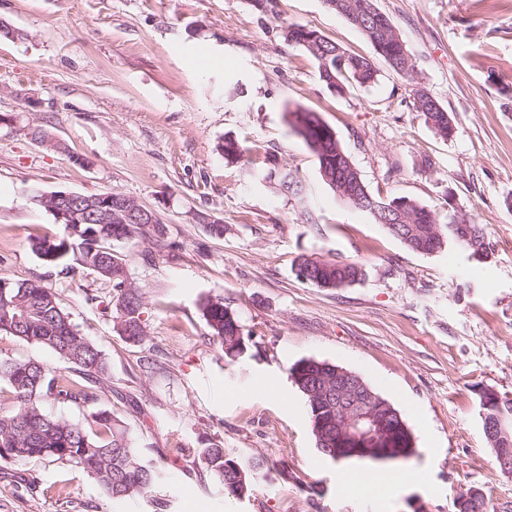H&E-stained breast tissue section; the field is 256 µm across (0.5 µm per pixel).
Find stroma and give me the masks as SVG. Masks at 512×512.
Masks as SVG:
<instances>
[{"instance_id":"stroma-1","label":"stroma","mask_w":512,"mask_h":512,"mask_svg":"<svg viewBox=\"0 0 512 512\" xmlns=\"http://www.w3.org/2000/svg\"><path fill=\"white\" fill-rule=\"evenodd\" d=\"M374 4L416 77L393 73L323 0H273L267 12L249 0H0L12 31L0 35V113L67 146L0 128V277L55 289L108 363L98 407L161 469L153 498L115 503L80 468L20 459L0 467V512H455L468 488L490 512H512V475L486 441L478 395L512 398V0ZM292 24L371 59L377 82L331 92L285 41ZM418 86L447 109L450 138L415 111ZM298 108L334 131L371 193L483 225L487 261L454 246L410 251L341 200L291 124ZM228 137L304 180L307 209L226 165L216 146ZM71 151L92 168L74 166ZM58 190L117 192L163 222L161 243L113 245L144 292V341L119 335L94 275L31 251V238L63 232L35 200ZM303 254L359 262L365 276L331 291L303 283ZM208 297L237 314L241 356L212 338ZM302 359L356 372L400 411L416 452L399 469L423 471L424 483L365 498L340 488L289 376ZM213 441L227 457L263 461L245 498L224 497L194 463Z\"/></svg>"}]
</instances>
